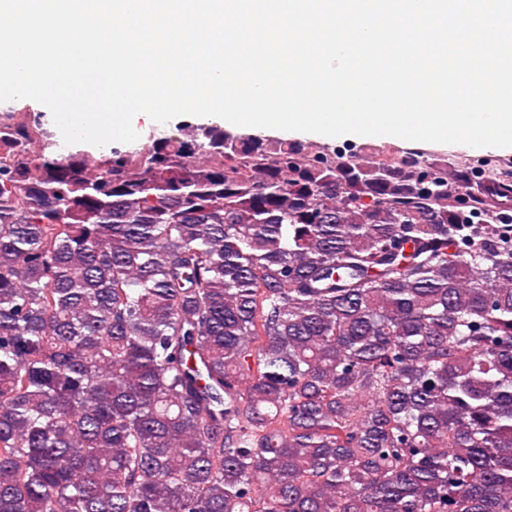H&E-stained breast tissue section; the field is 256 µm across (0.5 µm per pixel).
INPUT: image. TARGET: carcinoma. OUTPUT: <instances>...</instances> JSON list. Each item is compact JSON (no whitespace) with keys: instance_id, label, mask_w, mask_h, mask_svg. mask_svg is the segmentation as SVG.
Wrapping results in <instances>:
<instances>
[{"instance_id":"cac0c4a2","label":"carcinoma","mask_w":512,"mask_h":512,"mask_svg":"<svg viewBox=\"0 0 512 512\" xmlns=\"http://www.w3.org/2000/svg\"><path fill=\"white\" fill-rule=\"evenodd\" d=\"M0 117V512H512V170Z\"/></svg>"}]
</instances>
